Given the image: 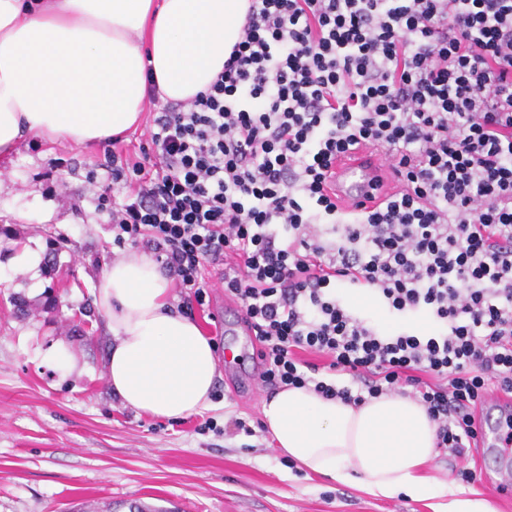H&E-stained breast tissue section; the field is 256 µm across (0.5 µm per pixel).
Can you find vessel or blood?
Instances as JSON below:
<instances>
[{"instance_id":"obj_1","label":"vessel or blood","mask_w":512,"mask_h":512,"mask_svg":"<svg viewBox=\"0 0 512 512\" xmlns=\"http://www.w3.org/2000/svg\"><path fill=\"white\" fill-rule=\"evenodd\" d=\"M383 172L379 156L362 150L356 156H347L337 161L330 178V187L337 199L347 207H373L382 200L381 193L374 189V183ZM505 406V400L498 396L489 397L484 402L481 436L491 456L501 459L502 465L496 475L499 485L508 488L512 486V446L508 445L501 424L500 413Z\"/></svg>"}]
</instances>
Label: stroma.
Returning <instances> with one entry per match:
<instances>
[{
  "label": "stroma",
  "instance_id": "obj_1",
  "mask_svg": "<svg viewBox=\"0 0 512 512\" xmlns=\"http://www.w3.org/2000/svg\"><path fill=\"white\" fill-rule=\"evenodd\" d=\"M103 145L46 144L29 137L0 163V512H129L130 504L180 512H434L399 495L377 499L290 465L260 430L254 339L239 326L219 269L204 303L172 288L174 308L195 318L219 348L208 408L167 420L126 407L107 381L112 335L94 289L123 250L99 209L104 188L120 190ZM40 255L34 271L17 263ZM214 429H206L205 420ZM254 426L237 432L236 420ZM481 472L484 451L439 449L426 469L458 481Z\"/></svg>",
  "mask_w": 512,
  "mask_h": 512
}]
</instances>
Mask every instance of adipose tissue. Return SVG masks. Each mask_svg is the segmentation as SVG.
<instances>
[{
  "label": "adipose tissue",
  "instance_id": "ef3b65f1",
  "mask_svg": "<svg viewBox=\"0 0 512 512\" xmlns=\"http://www.w3.org/2000/svg\"><path fill=\"white\" fill-rule=\"evenodd\" d=\"M249 0H0V162L24 135L85 144L135 129L149 94L184 101L206 91L241 41ZM172 284L129 251L101 276L94 303L112 329L111 390L128 407L182 419L211 402L216 346L172 310ZM277 452L376 498L437 500L436 512H495L424 475L436 425L396 394L353 405L308 387L262 398Z\"/></svg>",
  "mask_w": 512,
  "mask_h": 512
}]
</instances>
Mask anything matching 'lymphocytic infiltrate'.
<instances>
[{
    "label": "lymphocytic infiltrate",
    "mask_w": 512,
    "mask_h": 512,
    "mask_svg": "<svg viewBox=\"0 0 512 512\" xmlns=\"http://www.w3.org/2000/svg\"><path fill=\"white\" fill-rule=\"evenodd\" d=\"M150 140L156 169L125 161L122 201L99 196L113 241L199 302L223 264L262 385L356 405L410 386L437 447L478 445L476 408L512 393V0H250L223 71ZM364 146L402 188L348 210L329 178ZM359 286L431 334L357 316Z\"/></svg>",
    "instance_id": "obj_1"
}]
</instances>
